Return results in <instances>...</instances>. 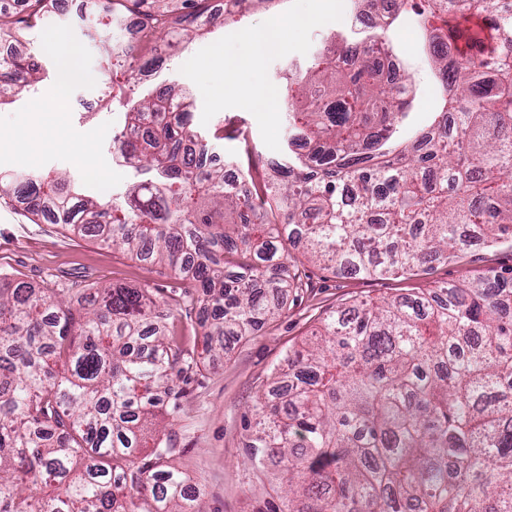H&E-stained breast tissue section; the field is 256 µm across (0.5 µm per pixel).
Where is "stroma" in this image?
Listing matches in <instances>:
<instances>
[{"mask_svg": "<svg viewBox=\"0 0 512 512\" xmlns=\"http://www.w3.org/2000/svg\"><path fill=\"white\" fill-rule=\"evenodd\" d=\"M350 9V0H261L237 23L194 36L183 52L166 58L155 75L132 92L117 89L108 95L98 82L82 80L61 94L53 81H42L14 102L0 105V170L64 171L82 179L85 194L100 197L109 191L124 192L135 175L111 149L113 136L123 126L122 106L173 82L194 93L195 127L208 130L217 120L225 121L226 137L219 147L225 158L235 159L243 143H250L254 181L267 183L269 163L288 138L281 105L289 56L259 51L254 36L269 28L286 27L298 14L306 17L308 25L289 30L288 42L298 54L317 52L330 45L334 34L350 33ZM96 18L95 0H85L81 12L48 13L26 36L37 45L54 43L93 68L99 61L100 36L111 37L116 44L123 38L121 19L101 30ZM388 36L398 62L411 76L408 110L410 127L415 130L428 124L437 109V79L413 22L398 21ZM254 54L258 63L236 70L232 86H225V62ZM92 98L98 101L92 112L77 108V100ZM58 99L63 102L62 110L51 111L50 102ZM0 214L5 217L0 223V273L31 287L51 283L68 289L74 298L112 284L145 287L161 297L175 290L177 281L170 271L58 225L30 221L20 203H0ZM286 249L292 261L305 267L310 285L289 293L284 313L255 335L224 353L208 356L203 352L197 307H174L169 318L181 335L188 364L182 408L166 437L175 464L200 492L205 512H267L269 503L278 502L280 467L260 468L244 460L251 407L288 347L317 332L326 313L359 301L375 302L455 283L490 270H512L510 239L490 247L471 246L448 262L416 269L407 279L341 275L307 263L299 244H287Z\"/></svg>", "mask_w": 512, "mask_h": 512, "instance_id": "stroma-1", "label": "stroma"}]
</instances>
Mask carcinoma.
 Returning <instances> with one entry per match:
<instances>
[{"instance_id":"carcinoma-1","label":"carcinoma","mask_w":512,"mask_h":512,"mask_svg":"<svg viewBox=\"0 0 512 512\" xmlns=\"http://www.w3.org/2000/svg\"><path fill=\"white\" fill-rule=\"evenodd\" d=\"M24 2L33 28L51 0ZM130 2L148 40L106 45L85 78L108 89L234 19L187 10L198 0ZM401 11L426 29L444 101L402 144L409 102L371 56L344 71L329 51L287 82V149L263 186L227 181L209 159L224 126L198 131L193 94L171 85L133 103L113 137L122 162L157 174L123 196L86 198L52 171L0 174L1 200L164 266L183 288L158 299L106 286L74 309L0 275V512H203L173 448L147 435L180 409L186 351L167 319L198 306L215 354L262 330L305 285L282 242L365 277H403L464 250L465 228L485 246L512 237V5L396 0ZM440 16L445 26L427 29ZM0 47V99L50 69L61 90L78 79L1 12ZM285 363L245 444L253 464L283 465L288 505L271 512H512V275L351 306Z\"/></svg>"}]
</instances>
